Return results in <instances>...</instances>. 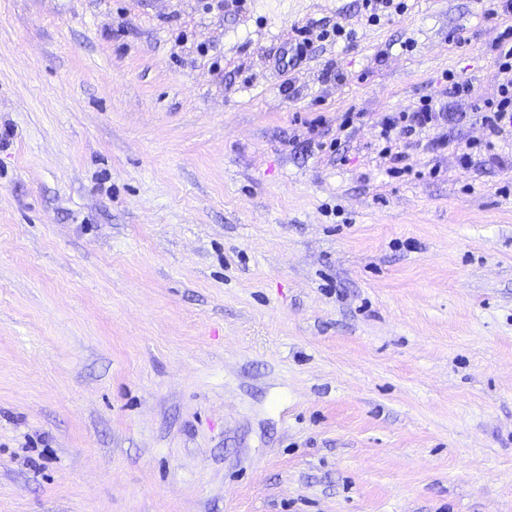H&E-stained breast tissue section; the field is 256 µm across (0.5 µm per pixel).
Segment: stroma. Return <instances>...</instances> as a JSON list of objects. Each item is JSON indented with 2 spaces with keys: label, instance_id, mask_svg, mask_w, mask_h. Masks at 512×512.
<instances>
[{
  "label": "stroma",
  "instance_id": "stroma-1",
  "mask_svg": "<svg viewBox=\"0 0 512 512\" xmlns=\"http://www.w3.org/2000/svg\"><path fill=\"white\" fill-rule=\"evenodd\" d=\"M405 2L0 0V512H512V135L442 80L512 10ZM430 98L429 103L422 105L416 112H396L384 116L380 121V136L386 140L390 139L392 132L400 137H410L417 129L435 125L445 118L444 112H436Z\"/></svg>",
  "mask_w": 512,
  "mask_h": 512
}]
</instances>
